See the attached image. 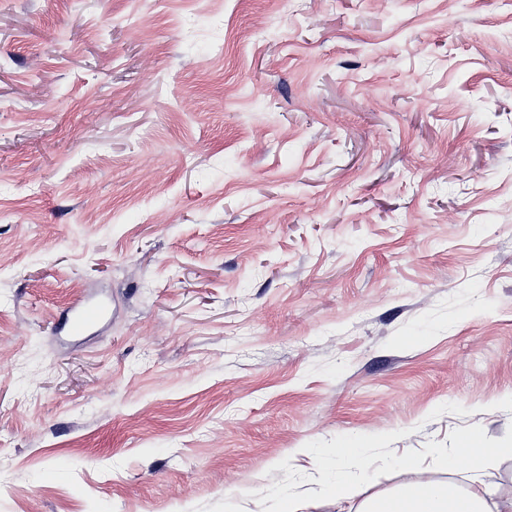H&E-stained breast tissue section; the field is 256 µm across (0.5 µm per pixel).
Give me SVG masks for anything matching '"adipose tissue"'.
<instances>
[{"mask_svg": "<svg viewBox=\"0 0 512 512\" xmlns=\"http://www.w3.org/2000/svg\"><path fill=\"white\" fill-rule=\"evenodd\" d=\"M397 466L409 473V481L389 496L364 502L360 512H512V495L497 498L486 488L461 490L433 480L410 457Z\"/></svg>", "mask_w": 512, "mask_h": 512, "instance_id": "ef3b65f1", "label": "adipose tissue"}]
</instances>
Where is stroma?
I'll use <instances>...</instances> for the list:
<instances>
[{"instance_id":"1","label":"stroma","mask_w":512,"mask_h":512,"mask_svg":"<svg viewBox=\"0 0 512 512\" xmlns=\"http://www.w3.org/2000/svg\"><path fill=\"white\" fill-rule=\"evenodd\" d=\"M472 435L512 444V0H0V512H336L347 441L370 498ZM102 314V309L99 306L91 305L83 307L79 313L73 317H70L67 313L65 322L71 327V330L75 333H80L85 329L98 322Z\"/></svg>"}]
</instances>
